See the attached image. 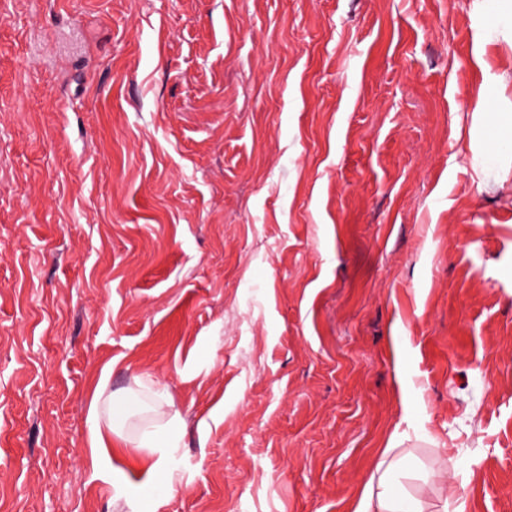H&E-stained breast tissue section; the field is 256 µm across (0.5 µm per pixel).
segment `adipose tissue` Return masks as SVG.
<instances>
[{
  "instance_id": "ef3b65f1",
  "label": "adipose tissue",
  "mask_w": 512,
  "mask_h": 512,
  "mask_svg": "<svg viewBox=\"0 0 512 512\" xmlns=\"http://www.w3.org/2000/svg\"><path fill=\"white\" fill-rule=\"evenodd\" d=\"M109 378V371H102L88 414V444L92 459L97 463L106 457V435L115 433L117 428L126 426L129 422L121 409H108L104 406ZM150 410L156 416L154 427L130 440L129 445L148 449L155 454L153 468L163 472L167 469L169 449L178 445L176 427L179 416L169 412L165 396L160 391L156 392ZM391 454L392 450L388 447L381 451L357 498L353 512H423L420 500L407 490L401 489L395 481Z\"/></svg>"
}]
</instances>
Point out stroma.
Listing matches in <instances>:
<instances>
[{
    "instance_id": "stroma-1",
    "label": "stroma",
    "mask_w": 512,
    "mask_h": 512,
    "mask_svg": "<svg viewBox=\"0 0 512 512\" xmlns=\"http://www.w3.org/2000/svg\"><path fill=\"white\" fill-rule=\"evenodd\" d=\"M500 3L0 0V512H352L394 437L425 512H512ZM106 367L172 479L97 474ZM110 378V369L106 368L102 371L97 385L95 396L89 408L88 422L90 423L88 431V444L91 448L92 459L95 465L99 464L105 458V434L117 433V427L125 426L135 414L140 412L151 411L156 415L155 425L149 431L144 432L135 439L127 438L126 441L131 448H148L152 454H158L153 469L156 472L167 470L168 451L169 448H178V438L176 434L177 423L179 422V414L168 411V404L162 391L155 392V399L151 405L143 408L140 399L134 403L133 408L125 416L122 417V409L115 408L112 402V394L108 397V419L103 423V406L106 400L104 395L108 390ZM118 436H122L117 433ZM123 437V436H122Z\"/></svg>"
}]
</instances>
